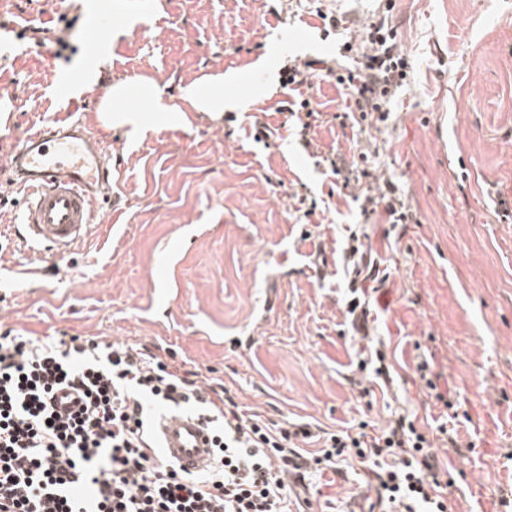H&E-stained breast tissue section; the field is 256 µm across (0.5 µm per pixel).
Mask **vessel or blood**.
<instances>
[{
  "mask_svg": "<svg viewBox=\"0 0 512 512\" xmlns=\"http://www.w3.org/2000/svg\"><path fill=\"white\" fill-rule=\"evenodd\" d=\"M85 95L71 97L68 112L13 145L9 186L23 191L20 241L29 253L65 255L97 223L109 185V147L83 120ZM152 438L163 456L187 473L213 463L214 439L205 420L176 411L156 418Z\"/></svg>",
  "mask_w": 512,
  "mask_h": 512,
  "instance_id": "b4317fda",
  "label": "vessel or blood"
}]
</instances>
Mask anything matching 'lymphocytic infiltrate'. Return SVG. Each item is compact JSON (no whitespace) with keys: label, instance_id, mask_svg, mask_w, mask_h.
I'll return each instance as SVG.
<instances>
[{"label":"lymphocytic infiltrate","instance_id":"f902f5d3","mask_svg":"<svg viewBox=\"0 0 512 512\" xmlns=\"http://www.w3.org/2000/svg\"><path fill=\"white\" fill-rule=\"evenodd\" d=\"M393 0L362 26L352 63L333 58L291 63L284 81L304 86L317 74L349 90L360 120L387 121L411 64L392 22ZM366 146L333 173L363 188L361 209L383 210L386 223L414 224L392 180L369 186ZM342 266L355 335L369 337L368 295L389 278L371 249L350 243ZM81 405L61 414L59 391ZM204 412L217 434V459L189 475L150 457L146 437L160 410ZM315 441L308 450L307 441ZM362 464L373 487L372 512H447L434 441L414 419L398 415L375 432L312 430L246 413L223 381L203 378L176 352L134 348L99 337L26 336L0 332V512H294L296 489L310 470Z\"/></svg>","mask_w":512,"mask_h":512}]
</instances>
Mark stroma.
Wrapping results in <instances>:
<instances>
[{
  "mask_svg": "<svg viewBox=\"0 0 512 512\" xmlns=\"http://www.w3.org/2000/svg\"><path fill=\"white\" fill-rule=\"evenodd\" d=\"M76 54L17 43L14 28L63 10L62 0H0V171L14 138L65 111L72 91L146 81L155 99L123 106L144 128H112L109 208L71 254L28 255L18 243L22 192L0 193V326L31 336H101L163 347L219 378L262 418L349 430L404 413L446 420L416 375L429 361L452 398L456 447L448 512H512V0H395L393 22L412 69L387 124L339 125L350 103L335 81L297 92L289 60L335 55L350 32L323 36L315 8L350 23L379 0H81ZM116 54L89 57L101 11ZM233 73L216 94L243 107L196 111L188 87ZM321 112L312 152L281 130L297 96ZM175 106L182 122L160 121ZM370 145L367 167L396 180L419 221L389 231L361 207L328 158ZM316 201L305 216V201ZM365 225L390 272L377 305L394 385L356 374L338 258ZM358 469L313 476L315 512H368Z\"/></svg>",
  "mask_w": 512,
  "mask_h": 512,
  "instance_id": "35a3bbf8",
  "label": "stroma"
}]
</instances>
